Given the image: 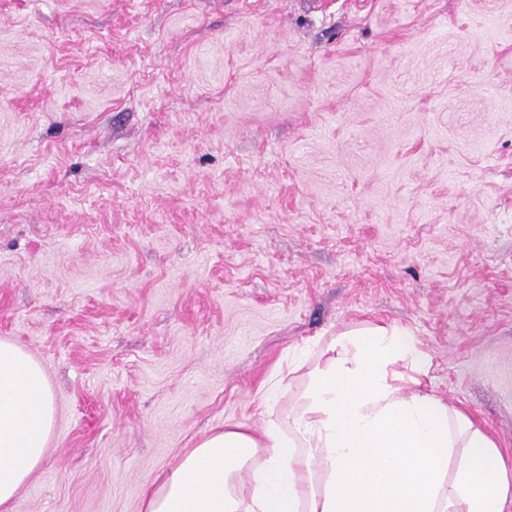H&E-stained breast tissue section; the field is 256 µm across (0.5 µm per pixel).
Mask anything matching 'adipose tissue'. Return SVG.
Masks as SVG:
<instances>
[{
  "label": "adipose tissue",
  "mask_w": 512,
  "mask_h": 512,
  "mask_svg": "<svg viewBox=\"0 0 512 512\" xmlns=\"http://www.w3.org/2000/svg\"><path fill=\"white\" fill-rule=\"evenodd\" d=\"M303 388L261 429L203 436L148 487L141 512H505L496 442L428 391L432 356L405 327L364 322L303 352ZM44 366L0 339V512L42 464L56 421Z\"/></svg>",
  "instance_id": "1"
}]
</instances>
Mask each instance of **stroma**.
Segmentation results:
<instances>
[{"mask_svg": "<svg viewBox=\"0 0 512 512\" xmlns=\"http://www.w3.org/2000/svg\"><path fill=\"white\" fill-rule=\"evenodd\" d=\"M364 321L512 469V0H0V338L58 406L11 512H140Z\"/></svg>", "mask_w": 512, "mask_h": 512, "instance_id": "stroma-1", "label": "stroma"}]
</instances>
